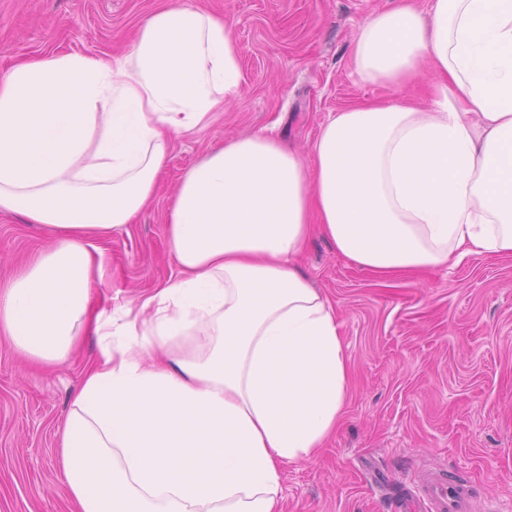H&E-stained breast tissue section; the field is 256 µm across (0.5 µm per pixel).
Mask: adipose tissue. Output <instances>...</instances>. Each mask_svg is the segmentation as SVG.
Returning <instances> with one entry per match:
<instances>
[{
    "label": "adipose tissue",
    "instance_id": "adipose-tissue-1",
    "mask_svg": "<svg viewBox=\"0 0 512 512\" xmlns=\"http://www.w3.org/2000/svg\"><path fill=\"white\" fill-rule=\"evenodd\" d=\"M432 98L330 114L302 159L275 137L225 141L180 179L176 275L111 311L96 239L153 200L171 142L243 82L223 17L168 0L105 58L53 54L0 76V211L51 233L0 284V340L98 354L59 429L76 512H280L281 470L332 437L349 392L336 308L296 261L312 231L386 282L512 255V0H394L352 44L362 83Z\"/></svg>",
    "mask_w": 512,
    "mask_h": 512
}]
</instances>
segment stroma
Wrapping results in <instances>:
<instances>
[{
  "label": "stroma",
  "mask_w": 512,
  "mask_h": 512,
  "mask_svg": "<svg viewBox=\"0 0 512 512\" xmlns=\"http://www.w3.org/2000/svg\"><path fill=\"white\" fill-rule=\"evenodd\" d=\"M167 0H0V76L49 53H121ZM224 16L244 75L236 97L198 133L174 140L163 188L134 224L98 240L94 289L111 309L176 271L166 237L169 197L184 173L225 140L272 129L308 156L329 114L392 98L349 66L361 24L393 0H186ZM50 243L25 217L0 211V283ZM298 267L336 307L351 370L334 437L282 468V512H403L405 492L433 471L468 484L473 512H512V256L379 283L313 235ZM97 352L84 338L51 369L0 343V512H72L57 432Z\"/></svg>",
  "instance_id": "1"
}]
</instances>
